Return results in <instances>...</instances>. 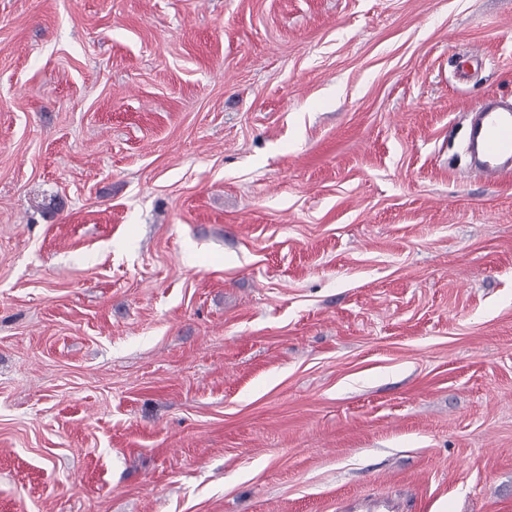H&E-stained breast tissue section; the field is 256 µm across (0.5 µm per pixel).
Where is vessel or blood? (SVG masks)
<instances>
[{"mask_svg":"<svg viewBox=\"0 0 512 512\" xmlns=\"http://www.w3.org/2000/svg\"><path fill=\"white\" fill-rule=\"evenodd\" d=\"M469 146L476 169L485 179L512 174V105L482 104L474 113Z\"/></svg>","mask_w":512,"mask_h":512,"instance_id":"b4317fda","label":"vessel or blood"}]
</instances>
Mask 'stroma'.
Instances as JSON below:
<instances>
[{
    "mask_svg": "<svg viewBox=\"0 0 512 512\" xmlns=\"http://www.w3.org/2000/svg\"><path fill=\"white\" fill-rule=\"evenodd\" d=\"M512 0H0V512H512ZM469 146L477 171L486 180L512 173V105L487 101L474 113Z\"/></svg>",
    "mask_w": 512,
    "mask_h": 512,
    "instance_id": "stroma-1",
    "label": "stroma"
}]
</instances>
